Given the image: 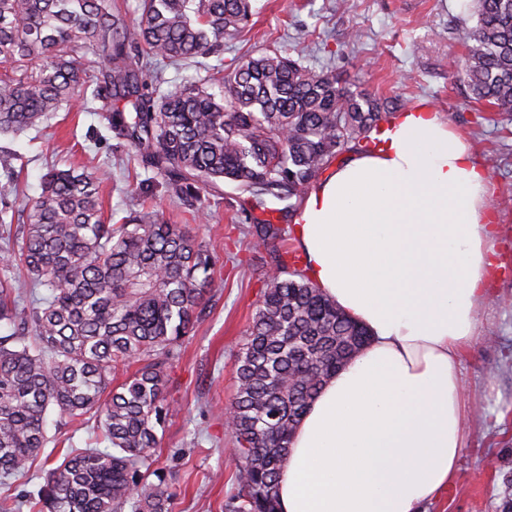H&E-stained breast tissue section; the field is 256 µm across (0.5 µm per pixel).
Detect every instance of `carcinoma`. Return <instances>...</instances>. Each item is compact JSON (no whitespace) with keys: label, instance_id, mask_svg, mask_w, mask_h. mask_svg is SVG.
<instances>
[{"label":"carcinoma","instance_id":"obj_1","mask_svg":"<svg viewBox=\"0 0 512 512\" xmlns=\"http://www.w3.org/2000/svg\"><path fill=\"white\" fill-rule=\"evenodd\" d=\"M475 3L477 23L462 31L468 53L450 67L474 100L511 113L512 0ZM250 17V0H141L135 22L111 0H0V135L42 126L90 89L114 137L170 197L198 213L201 193L221 182L246 195L249 245L268 251L270 267L226 407L236 468L224 512H282L278 484L294 430L368 333L304 271L288 270L285 228L254 211L274 201L295 216L331 163L366 150L406 105L355 93L271 50L154 97L150 59L217 54ZM102 183L96 171L49 169L18 229L12 206H0V240L12 243L0 277V485L30 459L52 456V412L96 418L108 443L68 447L37 496H0V512H172L157 429L172 411L169 372L205 312L216 256L184 224L136 211L106 223ZM35 288L49 295L28 298Z\"/></svg>","mask_w":512,"mask_h":512}]
</instances>
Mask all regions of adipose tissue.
<instances>
[{"mask_svg": "<svg viewBox=\"0 0 512 512\" xmlns=\"http://www.w3.org/2000/svg\"><path fill=\"white\" fill-rule=\"evenodd\" d=\"M377 139L338 162L294 220L307 276L372 340L298 423L283 512H417L458 471V363L499 272L490 180L430 108L398 113Z\"/></svg>", "mask_w": 512, "mask_h": 512, "instance_id": "adipose-tissue-1", "label": "adipose tissue"}]
</instances>
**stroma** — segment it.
Here are the masks:
<instances>
[{
    "label": "stroma",
    "mask_w": 512,
    "mask_h": 512,
    "mask_svg": "<svg viewBox=\"0 0 512 512\" xmlns=\"http://www.w3.org/2000/svg\"><path fill=\"white\" fill-rule=\"evenodd\" d=\"M251 12L241 37L209 57L208 66L228 70L243 53L278 51L310 70L336 73L352 91L433 108L485 162L502 269L478 310L479 338L459 364L468 423L457 476L421 512H502L503 484L512 480V123L497 108L470 101L467 87L448 68L449 59L467 53L460 34L477 21L472 0H251ZM300 30L307 31L306 41L297 40ZM204 75L193 63L159 58L150 66L160 94ZM54 166L103 174V207L113 221L151 211L165 222L188 225L218 257L206 312L170 371L168 394L178 411L165 425L160 452L177 489L173 512H224L234 469L224 412L263 288L261 256L249 251L237 229L245 221L242 196L227 183L203 194V212L184 208L82 99L40 129L0 136V192L14 209L40 194L41 178ZM173 448L181 451L174 460L168 456Z\"/></svg>",
    "instance_id": "1"
}]
</instances>
